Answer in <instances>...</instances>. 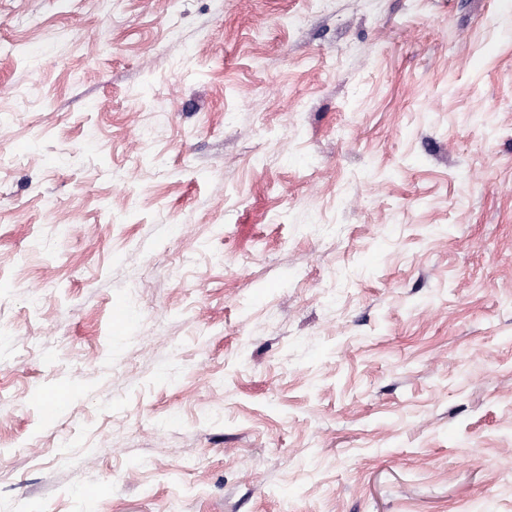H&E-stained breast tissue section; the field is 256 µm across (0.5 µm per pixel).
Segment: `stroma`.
<instances>
[{"instance_id": "1", "label": "stroma", "mask_w": 512, "mask_h": 512, "mask_svg": "<svg viewBox=\"0 0 512 512\" xmlns=\"http://www.w3.org/2000/svg\"><path fill=\"white\" fill-rule=\"evenodd\" d=\"M1 456L0 512H512V0H0Z\"/></svg>"}]
</instances>
